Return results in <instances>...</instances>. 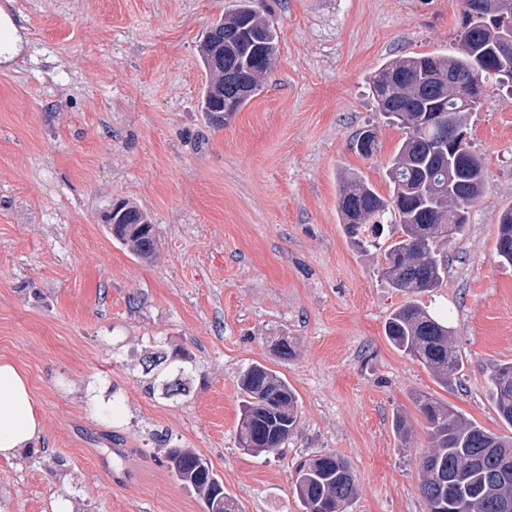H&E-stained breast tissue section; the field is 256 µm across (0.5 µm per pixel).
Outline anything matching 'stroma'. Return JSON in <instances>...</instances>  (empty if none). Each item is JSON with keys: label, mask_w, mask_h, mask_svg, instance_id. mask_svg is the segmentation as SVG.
Instances as JSON below:
<instances>
[{"label": "stroma", "mask_w": 512, "mask_h": 512, "mask_svg": "<svg viewBox=\"0 0 512 512\" xmlns=\"http://www.w3.org/2000/svg\"><path fill=\"white\" fill-rule=\"evenodd\" d=\"M234 0H0L26 41L0 64V359L28 379L42 433L0 458V512H202L164 461L196 449L243 512H302L295 461L351 465L348 512H426L418 460L426 393L494 433L488 396L512 361V267L499 218L512 205V92L469 118L486 189L444 248L448 275L422 303L455 331L460 367L438 384L388 342L405 300L339 221L340 178L381 196L402 137L369 94L396 55L452 43L461 0H255L279 28L275 65L226 124L200 110V39ZM374 126L363 158L356 134ZM146 212L152 261L113 238L114 202ZM284 336L296 354L280 358ZM189 351L187 394L165 397L149 353ZM259 363L294 390L300 417L282 450L238 447L239 374ZM413 426L409 443L395 415ZM500 263L512 266V208L503 211L498 227L496 244Z\"/></svg>", "instance_id": "stroma-1"}]
</instances>
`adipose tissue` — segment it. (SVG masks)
<instances>
[{"label": "adipose tissue", "mask_w": 512, "mask_h": 512, "mask_svg": "<svg viewBox=\"0 0 512 512\" xmlns=\"http://www.w3.org/2000/svg\"><path fill=\"white\" fill-rule=\"evenodd\" d=\"M42 431L25 373L13 362L0 360V457L9 459L32 445Z\"/></svg>", "instance_id": "1"}]
</instances>
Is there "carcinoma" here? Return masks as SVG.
Masks as SVG:
<instances>
[{"label":"carcinoma","mask_w":512,"mask_h":512,"mask_svg":"<svg viewBox=\"0 0 512 512\" xmlns=\"http://www.w3.org/2000/svg\"><path fill=\"white\" fill-rule=\"evenodd\" d=\"M459 31L446 52L405 54L382 63L369 78V91L386 123L403 132L387 167L390 195L380 196L361 175L342 179L340 223L354 247L382 252L378 276L408 295L385 323V335L402 354L423 365L441 384L459 368L453 332L416 297L443 283L448 266L441 246L456 237L469 210L485 189L482 158L470 142L459 147L441 139L438 128L467 127L468 116L487 101V87L512 88V51H502V35L512 28V13L502 0H465ZM279 29L253 6L237 0L206 30L200 44L203 66L211 75L201 111L213 125L241 111L274 66ZM478 78L472 110L456 109L460 86ZM378 145L373 127L359 133L355 149L372 156ZM113 224L112 236L144 260L157 252L154 225L139 208ZM500 263L512 266V208L503 211L496 244ZM185 351L145 357V371L156 372L164 395L187 392ZM239 447L260 454L278 451L299 425L296 398L288 383L269 368L253 364L239 376ZM488 396L502 420L512 426V361L498 365ZM430 446L419 457V489L427 512H512V436L495 434L454 407L420 394ZM164 459L181 484L202 501L204 512H242L224 492L210 463L191 448L169 447ZM294 490L303 512H347L356 495L354 474L342 457L325 453L301 462Z\"/></svg>","instance_id":"obj_1"}]
</instances>
